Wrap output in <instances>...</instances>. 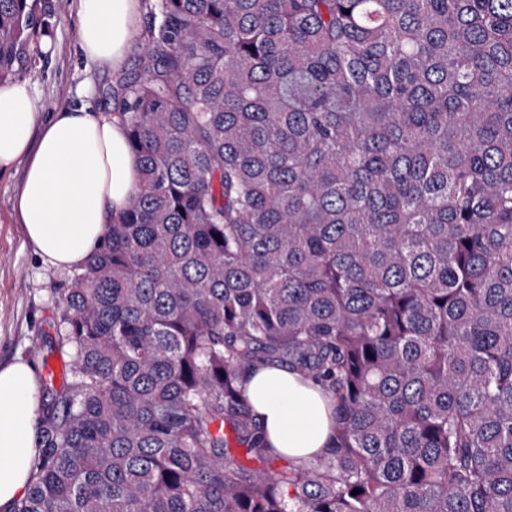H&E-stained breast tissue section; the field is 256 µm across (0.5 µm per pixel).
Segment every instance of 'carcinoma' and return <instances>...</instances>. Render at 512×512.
Here are the masks:
<instances>
[{"mask_svg":"<svg viewBox=\"0 0 512 512\" xmlns=\"http://www.w3.org/2000/svg\"><path fill=\"white\" fill-rule=\"evenodd\" d=\"M40 2L0 0V84ZM152 14L108 91L138 186L70 276L14 512H512V0ZM266 366L332 395L327 455L274 465Z\"/></svg>","mask_w":512,"mask_h":512,"instance_id":"obj_1","label":"carcinoma"}]
</instances>
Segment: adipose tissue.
I'll return each mask as SVG.
<instances>
[{
    "label": "adipose tissue",
    "mask_w": 512,
    "mask_h": 512,
    "mask_svg": "<svg viewBox=\"0 0 512 512\" xmlns=\"http://www.w3.org/2000/svg\"><path fill=\"white\" fill-rule=\"evenodd\" d=\"M140 0H83L79 39L87 58L119 67ZM26 159L18 210L29 242L56 268L83 265L125 209L139 162L117 118L66 108L44 117L29 85L0 84V173ZM242 386L268 445L294 460L328 453L334 406L310 381L281 367L245 371ZM34 369L0 366V512L26 497L42 441Z\"/></svg>",
    "instance_id": "ef3b65f1"
}]
</instances>
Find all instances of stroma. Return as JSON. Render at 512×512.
Here are the masks:
<instances>
[{"mask_svg":"<svg viewBox=\"0 0 512 512\" xmlns=\"http://www.w3.org/2000/svg\"><path fill=\"white\" fill-rule=\"evenodd\" d=\"M136 22V34L121 66L93 62L83 54L78 38L82 0H47L50 32L22 75L38 94L44 112L90 104L93 111L110 113L107 90L119 77L144 70L146 30L152 21L154 0ZM26 159L0 173V364L29 363L39 381L61 385L65 365L52 347L53 322L69 285L70 272L46 266L24 235L15 204Z\"/></svg>","mask_w":512,"mask_h":512,"instance_id":"stroma-1","label":"stroma"}]
</instances>
